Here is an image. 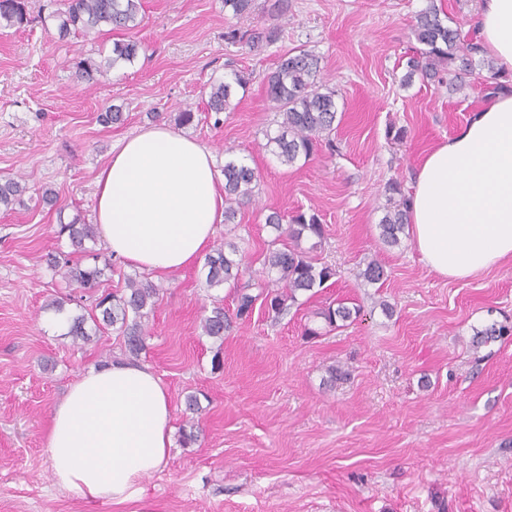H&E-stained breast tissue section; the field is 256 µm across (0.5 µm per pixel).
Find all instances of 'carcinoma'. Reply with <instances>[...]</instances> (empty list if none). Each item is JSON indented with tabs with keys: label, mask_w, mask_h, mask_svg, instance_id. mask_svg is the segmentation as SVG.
<instances>
[{
	"label": "carcinoma",
	"mask_w": 512,
	"mask_h": 512,
	"mask_svg": "<svg viewBox=\"0 0 512 512\" xmlns=\"http://www.w3.org/2000/svg\"><path fill=\"white\" fill-rule=\"evenodd\" d=\"M141 0H65L64 8L53 13L57 21L58 38L65 39L73 33L85 35L97 33L102 27L127 33V38L113 44L112 54L98 59L86 58L76 67V78L93 85L99 77L116 66L132 64L143 49L136 37ZM0 20L8 25H22L28 21L27 0H0ZM412 33L417 46L412 48L406 61L407 72L404 82L410 83L416 76L440 84L455 85L466 75L478 74L482 70L491 73L495 67L481 55L478 43L466 40L453 20L439 9L435 0H428L427 6L415 17ZM227 39L256 47L263 41V35L256 29L240 31L233 29L226 33ZM266 93L282 113V132L274 137L267 136L266 147L275 153L281 164L289 167L300 159H308L316 153L322 142L329 140L337 117L336 90L321 79L319 57L310 50L284 54L275 69L266 77ZM248 78L235 73L224 81L211 84L207 101L208 110L220 114L233 109L234 87L246 88ZM229 155L224 162V223L232 224L238 208L251 200L257 186V175L243 160ZM26 186L14 177L0 178V204L9 206L17 200ZM389 203L378 227L379 239L386 246H397L400 235L409 225V197L395 181L387 185ZM266 224L275 232L269 241L262 262V275L257 287L269 298V306L276 314L285 313L297 301L300 291L321 288L330 280L335 271L326 265H317L307 253L295 245L284 243V237L297 242L305 234L323 238V227L316 214L298 211L289 216L274 211L266 217ZM58 235L67 236L71 246L88 254L92 263L72 265L69 260L54 258L50 267L64 281L75 284L85 291L100 287L103 278L112 271L109 260L87 248L85 243L94 242L97 228L94 224L60 225ZM237 247L232 243H216L205 257L208 267L206 284L210 287L239 280V260L235 259ZM360 276L369 284L385 279L386 271L380 261L371 259L360 271ZM162 287L144 275L125 278V288L120 293H102L93 312L77 314L67 318L68 335L75 341H87V323L96 329L112 327L122 336L125 352L138 358L147 347V325L159 300ZM256 297L241 289L236 295V317L247 318L252 313ZM361 308H350L342 303L324 307L318 312L329 326L347 322L360 315ZM231 326V318L224 306L216 304L210 313L203 315L202 331L205 335L224 339V331ZM512 336V325L496 321L482 329L474 330L473 347L478 349L505 337ZM199 427L194 418L185 420L181 431V442L189 447L198 441Z\"/></svg>",
	"instance_id": "cac0c4a2"
}]
</instances>
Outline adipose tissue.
<instances>
[{
  "label": "adipose tissue",
  "mask_w": 512,
  "mask_h": 512,
  "mask_svg": "<svg viewBox=\"0 0 512 512\" xmlns=\"http://www.w3.org/2000/svg\"><path fill=\"white\" fill-rule=\"evenodd\" d=\"M483 52L512 74V0H482ZM212 152L164 123L113 148L96 176V224L130 267L167 275L209 250L224 212ZM411 237L428 270L467 280L512 262V90L490 96L420 163ZM173 410L147 365L117 360L84 372L53 409L46 452L56 484L88 501L136 498L166 464Z\"/></svg>",
  "instance_id": "obj_1"
}]
</instances>
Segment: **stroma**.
<instances>
[{
	"label": "stroma",
	"instance_id": "35a3bbf8",
	"mask_svg": "<svg viewBox=\"0 0 512 512\" xmlns=\"http://www.w3.org/2000/svg\"><path fill=\"white\" fill-rule=\"evenodd\" d=\"M43 3L29 0L28 23L0 26V176L27 186L0 205V512H512V340L472 347L475 330L512 318V264L455 281L424 266L410 235L395 247L379 240L387 183L410 189L422 158L489 96L486 81L470 77L457 91L403 85L427 0H254L243 16L224 0H142L137 59L92 86L76 79L77 62L110 54L123 32L59 39L39 17ZM232 29L265 38L253 49L227 40ZM298 49L320 57L338 124L334 150L287 167L265 147L279 128L266 77ZM236 71L249 82L215 123L210 86ZM112 105L124 122L101 124ZM187 108L195 120L186 135L219 163L234 148L258 175L253 201L214 235L238 246L245 270L215 288L199 264L162 279L139 361L166 386L174 428L186 420V396L200 395L198 441L173 442L139 499L86 501L55 485L48 425L70 385L124 349L116 331L77 345L56 326L51 300L75 315L93 299L72 303L78 288L47 256L80 261L59 225L93 223L95 178L113 147L147 125H176ZM48 188L52 206L42 200ZM274 209L318 215L321 244L305 237L300 246L335 277L283 315L259 300L223 339L204 335V310L233 312L235 286L255 283ZM368 257L384 265V282L361 278ZM338 299L360 305V317L305 338ZM343 364L350 379L332 380Z\"/></svg>",
	"mask_w": 512,
	"mask_h": 512
}]
</instances>
